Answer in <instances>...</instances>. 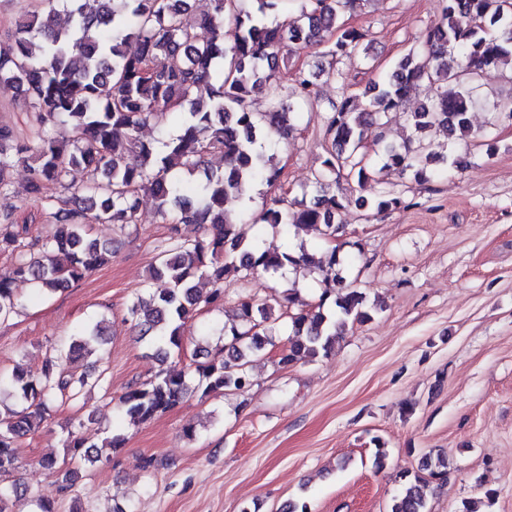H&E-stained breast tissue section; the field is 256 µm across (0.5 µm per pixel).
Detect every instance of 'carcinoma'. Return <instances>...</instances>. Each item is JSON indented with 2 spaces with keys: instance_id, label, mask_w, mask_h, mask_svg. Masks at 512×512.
Returning a JSON list of instances; mask_svg holds the SVG:
<instances>
[{
  "instance_id": "obj_1",
  "label": "carcinoma",
  "mask_w": 512,
  "mask_h": 512,
  "mask_svg": "<svg viewBox=\"0 0 512 512\" xmlns=\"http://www.w3.org/2000/svg\"><path fill=\"white\" fill-rule=\"evenodd\" d=\"M209 2L207 13L191 21L189 0H33L0 38V83L23 88L22 104L37 122L22 137L0 125V191L10 187L15 166L27 165L22 195L49 211L57 226L43 241L30 226L14 223L12 214L0 216V254L15 257L0 273V323L23 305L16 283L52 295L107 265L116 249L93 237L91 225L131 226L146 195L162 217L175 213V222L150 268L151 279L164 287L134 302L128 320L160 363L186 356L185 329L202 310L224 308V279L231 273L245 279L313 266L325 285L307 311L296 288L271 302L256 295L239 299L234 319L224 326V358L198 362L194 351L188 372L163 369L127 387L120 404L133 424L176 407L195 390L208 397L245 391L251 385L247 364L266 350L277 309L290 320L288 347L279 358L284 367L328 354L348 321L371 319L362 293L336 273V249L316 261L302 247L271 251L246 244L230 209L257 182L282 187L283 167L266 154L264 141L271 135L284 142L294 138L304 108L317 98L308 69L294 68L286 92L280 68L288 66V56L320 48L328 74L336 77V64L368 50L369 32L345 20L364 0H256L254 12L243 0ZM61 11L70 18L66 28L56 23ZM199 28L210 37L200 39ZM504 66L512 67V0H438L419 46L365 88L371 110L346 97L325 117L313 200L293 210L285 197H274L254 223L286 238L294 229L334 238L342 210L354 205L383 213L401 204L389 192L368 199L341 184L353 180L361 187L374 179L372 157L418 184L430 182L440 166L460 169L463 158L452 144L472 135L477 83L487 69ZM418 87L427 96L408 112L405 104ZM256 95L267 98L266 111H253ZM493 111L496 121L512 124V96L494 102ZM182 113L177 134L157 145L139 138L156 118ZM397 116L413 136L397 143L381 135L368 151V129H382ZM435 126L447 131V144L426 140ZM73 170L85 176L80 198L67 183ZM203 277L212 284L206 294L196 285ZM104 336L99 324H86L45 357L38 373L0 372V393L17 403L0 413V512L25 498L18 481H1L17 469L16 448L44 421L48 404L79 397L90 374L78 371V363ZM83 426L66 427L64 448L74 460L99 462L124 444L115 434L90 450ZM424 470L425 476L401 474L403 490L390 512H428V479L443 482L448 471L439 458L427 459Z\"/></svg>"
}]
</instances>
